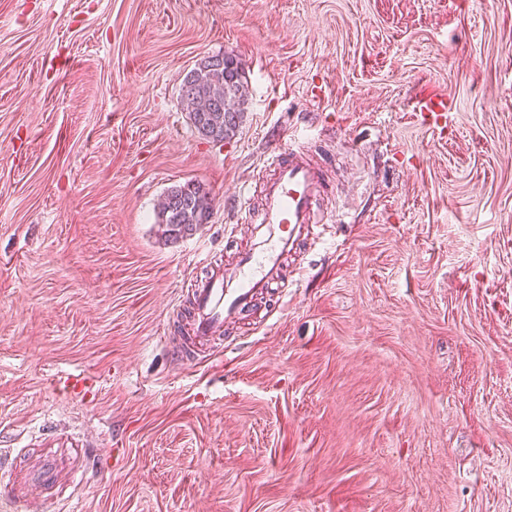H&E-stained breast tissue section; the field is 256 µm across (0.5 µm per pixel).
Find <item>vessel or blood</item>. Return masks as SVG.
<instances>
[{"label":"vessel or blood","mask_w":512,"mask_h":512,"mask_svg":"<svg viewBox=\"0 0 512 512\" xmlns=\"http://www.w3.org/2000/svg\"><path fill=\"white\" fill-rule=\"evenodd\" d=\"M416 108L421 120L438 127L448 101L439 95L421 97ZM322 168L297 148L272 147L254 181L244 183L234 201L249 225V240L232 264L209 260L203 276L187 280L188 320L172 340L175 357L199 362L212 349L229 341V333L252 317L263 304L281 305L292 282L285 262L320 238L318 228L338 222L325 213Z\"/></svg>","instance_id":"1"}]
</instances>
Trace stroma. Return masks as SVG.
<instances>
[{
    "mask_svg": "<svg viewBox=\"0 0 512 512\" xmlns=\"http://www.w3.org/2000/svg\"><path fill=\"white\" fill-rule=\"evenodd\" d=\"M219 52L249 90L221 145L179 96ZM275 132L352 221L182 364V287ZM189 180L213 217L167 239ZM79 446L31 512H512V0H0V472ZM417 110L420 112L421 120L424 124L444 129L440 126V120L446 118L448 112V99L439 95H429L421 97L416 104Z\"/></svg>",
    "mask_w": 512,
    "mask_h": 512,
    "instance_id": "stroma-1",
    "label": "stroma"
}]
</instances>
